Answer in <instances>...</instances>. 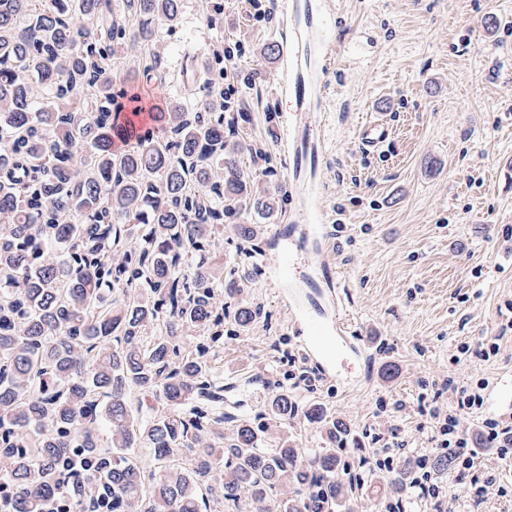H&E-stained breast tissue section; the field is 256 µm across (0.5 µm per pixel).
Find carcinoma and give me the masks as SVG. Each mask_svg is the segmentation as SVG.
I'll use <instances>...</instances> for the list:
<instances>
[{
	"instance_id": "carcinoma-1",
	"label": "carcinoma",
	"mask_w": 512,
	"mask_h": 512,
	"mask_svg": "<svg viewBox=\"0 0 512 512\" xmlns=\"http://www.w3.org/2000/svg\"><path fill=\"white\" fill-rule=\"evenodd\" d=\"M184 0H0V481L13 512H370L336 478L347 425L268 380L262 422L226 428L212 361L224 322L253 328L261 306L239 283L260 224L278 210L242 168L224 115L223 59L202 83L212 111L174 99L149 131L113 148L112 59L140 47L163 73L156 22ZM162 405L158 410L149 401ZM323 447L296 445L294 425ZM106 427V439L100 428ZM85 460L88 482H72ZM404 468L396 499L415 498Z\"/></svg>"
}]
</instances>
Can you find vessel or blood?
<instances>
[{"instance_id":"vessel-or-blood-1","label":"vessel or blood","mask_w":512,"mask_h":512,"mask_svg":"<svg viewBox=\"0 0 512 512\" xmlns=\"http://www.w3.org/2000/svg\"><path fill=\"white\" fill-rule=\"evenodd\" d=\"M283 11L293 21L279 42L280 62L288 69L284 90L310 116L321 109L319 89L330 73L332 51L325 45V22L332 10L321 0H286ZM389 135V126L376 121L365 126L361 139L366 146L378 150ZM289 202L292 228L278 262L279 279L287 280L291 266L302 252L324 279H332L333 271L325 259L329 248L327 217L319 188L295 184ZM288 298L290 320L305 336L303 359L313 363L321 376L341 378L343 359L353 353L361 356L366 353L365 344L351 338L349 314L343 300H336L332 321L325 324L306 309L297 292H289ZM483 405L491 417L512 416V380L497 379L486 392Z\"/></svg>"}]
</instances>
